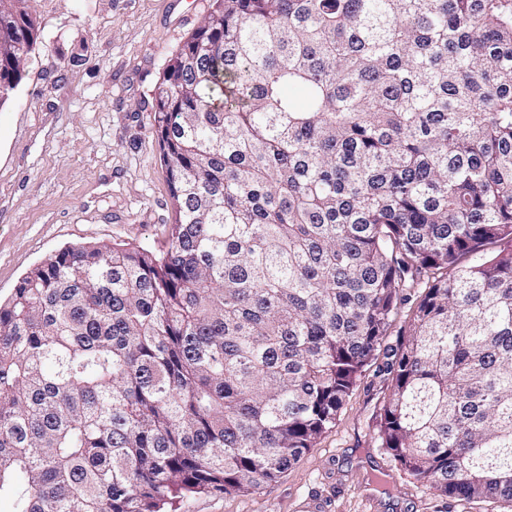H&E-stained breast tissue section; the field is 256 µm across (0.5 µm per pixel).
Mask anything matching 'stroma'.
Listing matches in <instances>:
<instances>
[{
  "instance_id": "35a3bbf8",
  "label": "stroma",
  "mask_w": 512,
  "mask_h": 512,
  "mask_svg": "<svg viewBox=\"0 0 512 512\" xmlns=\"http://www.w3.org/2000/svg\"><path fill=\"white\" fill-rule=\"evenodd\" d=\"M213 0H31L38 38L0 105V299L74 245L160 247L172 222L152 126L164 68ZM401 305L335 426L280 479L251 494L190 493L168 512H512L414 482L378 436L381 363L407 328Z\"/></svg>"
}]
</instances>
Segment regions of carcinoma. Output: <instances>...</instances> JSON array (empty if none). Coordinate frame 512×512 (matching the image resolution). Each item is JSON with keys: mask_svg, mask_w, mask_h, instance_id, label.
Wrapping results in <instances>:
<instances>
[{"mask_svg": "<svg viewBox=\"0 0 512 512\" xmlns=\"http://www.w3.org/2000/svg\"><path fill=\"white\" fill-rule=\"evenodd\" d=\"M36 39L0 0V105ZM152 109L165 246H68L0 301V499L259 490L419 288L382 446L439 496L512 503V0H214Z\"/></svg>", "mask_w": 512, "mask_h": 512, "instance_id": "obj_1", "label": "carcinoma"}]
</instances>
